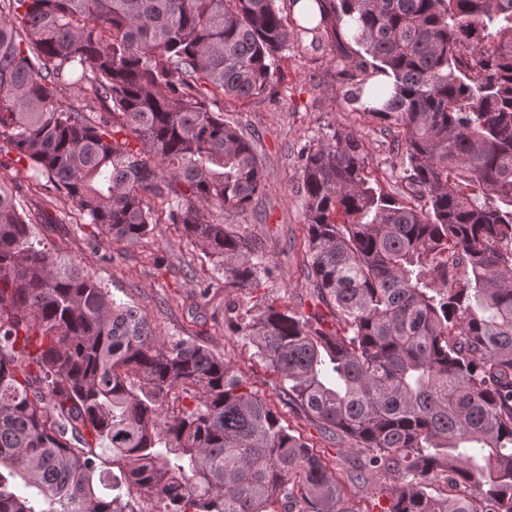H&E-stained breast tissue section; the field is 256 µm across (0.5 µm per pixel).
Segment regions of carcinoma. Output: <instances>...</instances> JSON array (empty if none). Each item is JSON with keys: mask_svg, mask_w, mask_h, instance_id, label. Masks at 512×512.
<instances>
[{"mask_svg": "<svg viewBox=\"0 0 512 512\" xmlns=\"http://www.w3.org/2000/svg\"><path fill=\"white\" fill-rule=\"evenodd\" d=\"M298 2L0 0V152L27 179L0 176V512H360L348 493L381 479L384 512H512V0ZM330 25L402 191L352 129L301 150L304 276L343 329L275 300L230 329L280 403L358 449L344 471L41 244L16 195L51 186L74 212L50 223L130 243L180 224L256 286L269 262L221 217L264 193L262 162L220 99L265 93L289 36Z\"/></svg>", "mask_w": 512, "mask_h": 512, "instance_id": "cac0c4a2", "label": "carcinoma"}]
</instances>
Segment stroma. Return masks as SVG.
Returning <instances> with one entry per match:
<instances>
[{
    "instance_id": "stroma-1",
    "label": "stroma",
    "mask_w": 512,
    "mask_h": 512,
    "mask_svg": "<svg viewBox=\"0 0 512 512\" xmlns=\"http://www.w3.org/2000/svg\"><path fill=\"white\" fill-rule=\"evenodd\" d=\"M273 70V84L265 94L224 101L225 119L255 137L263 162L264 194L246 211L224 214L232 233L257 242L279 267L273 276L261 278L258 287L225 285L212 263L174 224L154 225L147 238L133 244L106 238L88 224L35 227L37 238L48 247L83 258L115 298L138 307L163 335L195 341L222 354L236 374L266 398L272 397L277 376L255 357L253 347L228 331L229 320L266 298L307 316L319 314L327 325L335 323L332 312L315 300L303 275L306 214L298 191V151L316 143L330 128L354 129L368 149L374 176L389 193L399 163L382 122L346 99V85L337 76L333 38L316 47L288 42L276 55ZM202 279L213 283L204 301L197 296ZM281 414L332 467L346 468L349 449L326 440L304 416L287 408Z\"/></svg>"
}]
</instances>
